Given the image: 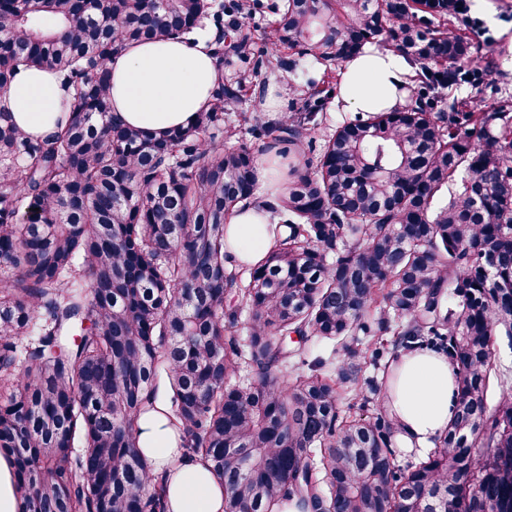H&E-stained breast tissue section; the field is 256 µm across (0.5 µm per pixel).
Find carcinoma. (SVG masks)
Wrapping results in <instances>:
<instances>
[{
  "instance_id": "1",
  "label": "carcinoma",
  "mask_w": 512,
  "mask_h": 512,
  "mask_svg": "<svg viewBox=\"0 0 512 512\" xmlns=\"http://www.w3.org/2000/svg\"><path fill=\"white\" fill-rule=\"evenodd\" d=\"M463 2L282 0L271 46L155 138L112 115L110 62L207 20L222 65L240 0H0V93L28 66L67 91L45 136L0 109V452L22 512H167L137 451L161 390L224 512H512V367L495 353L512 348V100L434 111L494 69L469 60L456 24L491 36ZM378 42L417 66L419 98L320 134L332 68ZM283 48L330 65L318 98L233 120ZM271 150L288 160L279 221L248 269L225 224ZM410 349L448 355L458 390L403 467L384 394Z\"/></svg>"
}]
</instances>
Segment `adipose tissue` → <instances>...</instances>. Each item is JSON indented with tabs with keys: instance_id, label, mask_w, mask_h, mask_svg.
I'll list each match as a JSON object with an SVG mask.
<instances>
[{
	"instance_id": "obj_1",
	"label": "adipose tissue",
	"mask_w": 512,
	"mask_h": 512,
	"mask_svg": "<svg viewBox=\"0 0 512 512\" xmlns=\"http://www.w3.org/2000/svg\"><path fill=\"white\" fill-rule=\"evenodd\" d=\"M112 109L125 124L153 135L184 127L206 106L223 72L208 39L127 44L111 64ZM413 66L391 49H374L344 65L337 109L344 112H393L406 104ZM65 89L48 67L19 72L0 106L24 132L44 135L54 130L57 104ZM263 197L239 205L226 224L227 250L235 264L252 266L270 248L267 224L281 193L267 160L258 163ZM456 370L443 353L401 352L388 383L387 404L396 415L406 447L426 449L447 428L457 396ZM137 446L155 475L165 478L170 512H224V486L206 461L188 454L168 425L163 402H156L138 424Z\"/></svg>"
}]
</instances>
